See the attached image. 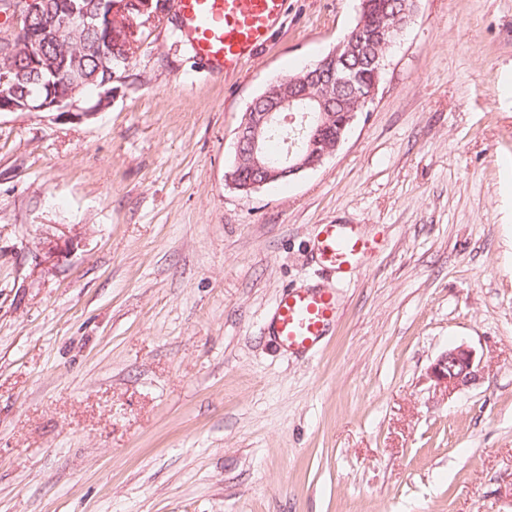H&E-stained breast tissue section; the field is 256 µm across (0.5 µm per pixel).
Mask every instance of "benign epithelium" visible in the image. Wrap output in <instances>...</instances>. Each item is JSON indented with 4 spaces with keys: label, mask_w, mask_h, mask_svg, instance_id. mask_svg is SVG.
<instances>
[{
    "label": "benign epithelium",
    "mask_w": 512,
    "mask_h": 512,
    "mask_svg": "<svg viewBox=\"0 0 512 512\" xmlns=\"http://www.w3.org/2000/svg\"><path fill=\"white\" fill-rule=\"evenodd\" d=\"M46 0H6V14L16 20L11 33L0 37V47L6 52L21 48H31L47 42L55 36V28L48 25L43 29L32 26V19L42 14ZM168 11L167 0H57L55 20L61 29L75 39L84 31L93 30L99 35L100 68L105 70V79L99 85L101 92L95 107L107 105L112 99V56L128 60V22L137 17L153 20ZM361 27L351 29L336 47L320 62L305 70V76L288 79L292 84H300L304 91L283 95L278 93L277 83L266 88L265 99L270 103L262 112L247 111L243 114L236 132V155L248 158L252 175L246 179L233 172L228 179L234 188L249 193L263 186L276 183L306 170H313L325 160L345 140L344 131L355 120V114H342L336 131L326 125V113H320V123L313 124L311 118L316 107H324L333 96L336 88L355 86L354 73L341 64L343 48L357 41ZM71 59H63L61 64L34 59L32 67L36 72L49 74L44 89L29 93L6 107L5 112H51L62 108L76 107L75 98L83 87V75L78 65L79 51H64ZM301 119V133L307 147L294 151L289 149L279 157L272 158L267 151V141L271 131L283 127L288 121ZM45 261L54 262L62 257L66 245L62 239L53 238L42 243ZM474 354L468 346L460 344L446 351L431 367L430 375L436 383L448 389L463 386L475 377Z\"/></svg>",
    "instance_id": "7a95c632"
}]
</instances>
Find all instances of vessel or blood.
I'll return each mask as SVG.
<instances>
[{
  "mask_svg": "<svg viewBox=\"0 0 512 512\" xmlns=\"http://www.w3.org/2000/svg\"><path fill=\"white\" fill-rule=\"evenodd\" d=\"M287 0H174L179 38L208 71L236 72L271 38ZM377 244L352 224H323L312 249L323 268L341 278L362 271ZM339 300L335 289L289 288L280 294L269 332L286 354L312 351L336 323Z\"/></svg>",
  "mask_w": 512,
  "mask_h": 512,
  "instance_id": "1",
  "label": "vessel or blood"
}]
</instances>
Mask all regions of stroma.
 Masks as SVG:
<instances>
[{"label": "stroma", "instance_id": "1", "mask_svg": "<svg viewBox=\"0 0 512 512\" xmlns=\"http://www.w3.org/2000/svg\"><path fill=\"white\" fill-rule=\"evenodd\" d=\"M358 11L288 0L228 77L169 13L108 106L81 93L94 115L0 112V512H512V0H416L333 156L226 179L252 100ZM331 223L381 249L291 358L273 304L334 283ZM460 344L476 376L448 390ZM474 354L468 346L460 344L446 351L431 367L430 375L439 386L455 389L475 377Z\"/></svg>", "mask_w": 512, "mask_h": 512}]
</instances>
